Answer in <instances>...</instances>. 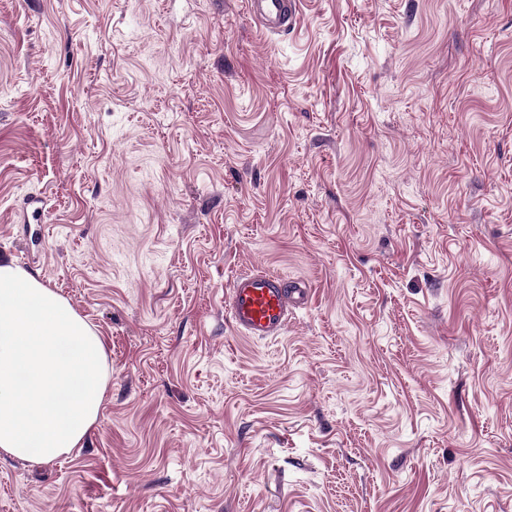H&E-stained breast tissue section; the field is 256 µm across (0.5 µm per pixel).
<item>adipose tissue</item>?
I'll return each instance as SVG.
<instances>
[{"mask_svg": "<svg viewBox=\"0 0 512 512\" xmlns=\"http://www.w3.org/2000/svg\"><path fill=\"white\" fill-rule=\"evenodd\" d=\"M104 342L70 302L0 260V457L39 465L71 453L108 388Z\"/></svg>", "mask_w": 512, "mask_h": 512, "instance_id": "ef3b65f1", "label": "adipose tissue"}]
</instances>
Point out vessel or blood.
Segmentation results:
<instances>
[{"label":"vessel or blood","instance_id":"1","mask_svg":"<svg viewBox=\"0 0 512 512\" xmlns=\"http://www.w3.org/2000/svg\"><path fill=\"white\" fill-rule=\"evenodd\" d=\"M249 14L267 32L281 34L294 28L298 0H250ZM309 286L288 281L269 271H246L234 277L226 291L228 321L236 333L255 338H275L288 327L292 310L307 305Z\"/></svg>","mask_w":512,"mask_h":512}]
</instances>
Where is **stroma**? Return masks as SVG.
<instances>
[{
	"label": "stroma",
	"instance_id": "stroma-1",
	"mask_svg": "<svg viewBox=\"0 0 512 512\" xmlns=\"http://www.w3.org/2000/svg\"><path fill=\"white\" fill-rule=\"evenodd\" d=\"M0 255L110 371L0 512H512V0H0ZM249 14L267 32L281 34L294 28L298 17L297 0H252ZM310 292L304 281L288 282V278L279 273H239L226 290L228 321L233 330L243 336H282L291 310L307 305Z\"/></svg>",
	"mask_w": 512,
	"mask_h": 512
}]
</instances>
